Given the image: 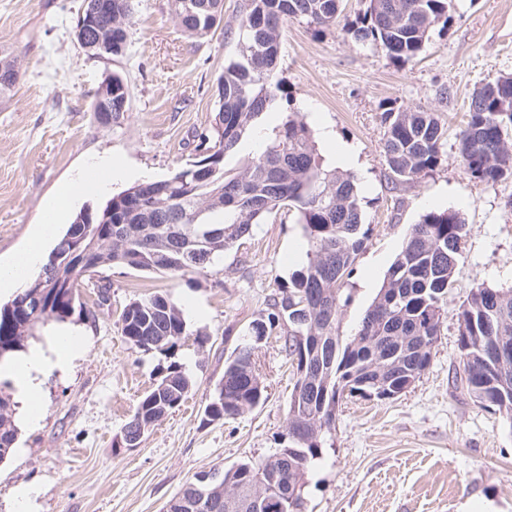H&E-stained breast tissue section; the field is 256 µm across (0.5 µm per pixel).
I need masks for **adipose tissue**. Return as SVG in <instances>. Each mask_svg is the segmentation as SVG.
Segmentation results:
<instances>
[{"mask_svg": "<svg viewBox=\"0 0 512 512\" xmlns=\"http://www.w3.org/2000/svg\"><path fill=\"white\" fill-rule=\"evenodd\" d=\"M86 183L85 176L81 175L65 185L49 207L45 221L37 226L27 248L11 263L0 265V295L13 294L23 287L32 271L42 262L47 245L56 239L59 219ZM78 343L77 336L61 331L52 335L49 347H32L0 364V375L11 376L17 398L30 405L28 423H35L40 418L39 411L33 409L31 403L43 379L64 369L72 361L78 351Z\"/></svg>", "mask_w": 512, "mask_h": 512, "instance_id": "obj_1", "label": "adipose tissue"}]
</instances>
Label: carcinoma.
Listing matches in <instances>:
<instances>
[{
  "label": "carcinoma",
  "mask_w": 512,
  "mask_h": 512,
  "mask_svg": "<svg viewBox=\"0 0 512 512\" xmlns=\"http://www.w3.org/2000/svg\"><path fill=\"white\" fill-rule=\"evenodd\" d=\"M134 0H110L96 14L80 47L95 58L120 56L130 38ZM183 31L197 37L212 32L224 0H168ZM357 32L383 47L389 57L407 61L423 50L431 31L447 26L453 0H365ZM240 59L224 67L218 81V108L212 137L203 141V158L172 176L137 184L112 197L104 207L79 212L52 249L39 273L17 297L0 305V361L21 350L36 324L63 322L94 310L77 305L78 288L97 290L98 302L110 300L104 271L123 265L138 271L177 276L201 274L224 252L250 235L252 225L282 206L297 209L306 240V262L280 293L269 298L266 315L254 326L257 336L288 326L283 351L295 362L288 400V422L303 420L305 437L288 436L277 449L285 457L278 468L260 461L240 462L224 470V489L214 493L203 512H302L303 490L313 462L322 454L323 436L335 427L344 400L354 392L377 393L412 373L422 375L431 361L433 337L440 335L442 312L454 288L468 226L455 210L430 211L411 226L405 244L390 265L377 296L355 335L338 332L344 280L362 249V210L355 177L324 167L308 124L287 116L257 159L236 172L224 170L261 116L277 104L274 70L281 30L290 19L315 27L336 25L340 0H244ZM21 80L13 55L0 53V97ZM112 94L114 124L128 112V93L120 76L104 81L96 97ZM384 152L391 173L413 182L437 168L446 129L435 112L383 113ZM512 77L501 76L471 96L467 121L458 134V150L470 176L486 186L512 178ZM51 275H46V270ZM54 292L48 312L29 319L18 297ZM462 387L482 407H495L512 420V362L494 384L488 352L512 346V289L478 288L458 314ZM121 337L138 349L165 351L186 332L182 311L161 294L130 302L121 315ZM303 337H298L297 331ZM374 336L373 343L356 341ZM194 380L184 367L170 364L139 401L129 419L148 433L188 397ZM266 386L251 353L232 354L207 402L211 421L233 418L263 404ZM15 405L0 392V462L12 454L18 438ZM188 484L165 512H189ZM271 489L258 495V487Z\"/></svg>",
  "instance_id": "obj_1"
}]
</instances>
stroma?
<instances>
[{
  "label": "stroma",
  "mask_w": 512,
  "mask_h": 512,
  "mask_svg": "<svg viewBox=\"0 0 512 512\" xmlns=\"http://www.w3.org/2000/svg\"><path fill=\"white\" fill-rule=\"evenodd\" d=\"M83 0H0V48L18 59L16 92L0 99V262L24 248L60 188L100 159L127 172L78 197L73 211L102 207L135 185V173L164 179L198 160L210 133L217 79L239 58L242 0H224L218 29L189 36L168 0H136L126 52L88 56L73 36ZM363 0H342L336 26L318 31L287 21L274 79L277 108L256 132L272 137L287 114L308 123L322 157L353 148L352 173L368 238L342 294L341 336L353 335L410 228L434 209L458 211L470 232L431 362L404 394L354 398L342 405L304 488L305 512H459L462 502L494 500L512 512V420L458 388V313L472 291L512 288V179L474 181L458 152L473 90L512 76V0H454L445 28L434 29L414 59H390L362 39ZM119 74L129 110L117 126L91 118L101 83ZM448 99H441L442 89ZM438 113L447 128L442 161L413 182L395 180L383 151L387 110ZM306 261L294 209L274 211L205 274L172 276L116 265L107 270L111 302L66 327L82 338L70 367L45 379L37 426L19 423L16 447L0 462V512H18L13 493L36 490L33 512H162L196 476L282 447L294 369L278 336L255 344L268 387L262 406L207 420L204 407L233 350L250 339L268 298ZM160 292L182 310L187 334L171 351L126 344L120 316L134 299ZM195 386L184 406L135 447L123 429L141 396L171 363Z\"/></svg>",
  "instance_id": "1"
}]
</instances>
